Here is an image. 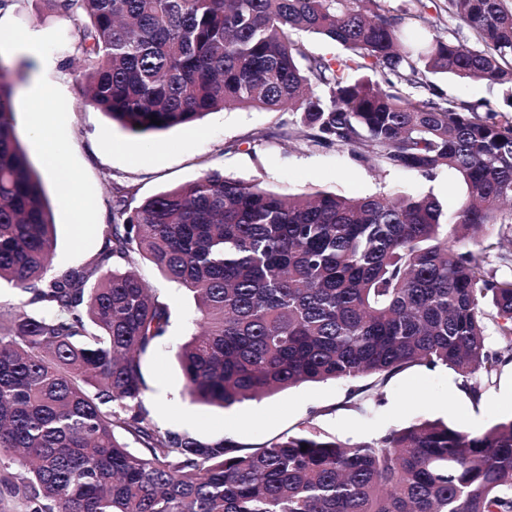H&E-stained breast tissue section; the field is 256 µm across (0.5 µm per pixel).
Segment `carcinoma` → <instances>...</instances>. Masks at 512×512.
Wrapping results in <instances>:
<instances>
[{
  "mask_svg": "<svg viewBox=\"0 0 512 512\" xmlns=\"http://www.w3.org/2000/svg\"><path fill=\"white\" fill-rule=\"evenodd\" d=\"M43 2L73 22L83 100L128 131L228 106L284 112L308 148L446 169L467 197L446 216L430 194L280 195L213 169L136 204L114 182L99 252L48 277L50 203L1 73L0 282L41 312L0 313V452L24 470L0 459V496L21 495L22 512H512V418L419 419L354 444L305 430L255 448L159 430L143 366L173 307L137 272L147 261L195 299L200 332L175 353L193 402L370 378L349 393L367 416L410 367L492 382L512 361V279L467 246L495 224L512 234V94L484 114L427 74L512 88V0H446L471 43L441 36L423 0L405 17L387 0ZM298 31L346 54L311 52Z\"/></svg>",
  "mask_w": 512,
  "mask_h": 512,
  "instance_id": "1",
  "label": "carcinoma"
}]
</instances>
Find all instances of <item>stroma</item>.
Masks as SVG:
<instances>
[{"label": "stroma", "mask_w": 512, "mask_h": 512, "mask_svg": "<svg viewBox=\"0 0 512 512\" xmlns=\"http://www.w3.org/2000/svg\"><path fill=\"white\" fill-rule=\"evenodd\" d=\"M7 13L11 24L0 31V37L10 39L38 31L42 39L35 50L13 49L0 58V65L18 81L15 101H22L35 80L55 91L53 107L59 118L55 143L63 155L60 171L77 186L72 196L64 195L50 170L51 160L38 152L24 113H17L20 144L42 177L56 224L51 272L81 264L99 251L98 226L108 218L109 190L116 181L132 185L139 201L210 169L262 183L283 195L314 188L344 196H369L404 188L414 194H433L447 213L465 196L458 177L445 170L430 179L395 174L356 164L344 149H312L295 140L280 139L277 133L286 119L280 112L231 107L153 136L131 133L82 102L75 68L68 63L75 52L61 48L72 26L69 19L44 17L41 0H11ZM260 130L274 132V139L249 143V136ZM138 272L175 310L168 335L144 361L148 386L144 402L160 430L259 447L272 438L307 429L355 443L421 418L483 429L512 417V363L504 366L492 383L482 384L476 401L452 369H405L380 388L378 402L367 416L350 406L349 384L334 381L304 384L226 409L191 402L184 394L185 381L173 351L188 333L194 301L150 263L140 262Z\"/></svg>", "instance_id": "obj_1"}]
</instances>
